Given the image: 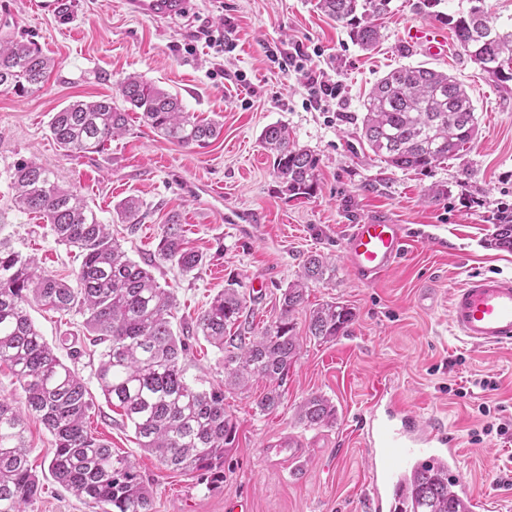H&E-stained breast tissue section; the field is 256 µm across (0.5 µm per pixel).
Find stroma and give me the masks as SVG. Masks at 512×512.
I'll list each match as a JSON object with an SVG mask.
<instances>
[{
  "label": "stroma",
  "instance_id": "obj_1",
  "mask_svg": "<svg viewBox=\"0 0 512 512\" xmlns=\"http://www.w3.org/2000/svg\"><path fill=\"white\" fill-rule=\"evenodd\" d=\"M69 2L62 18L42 15L33 0H0V37L34 41L55 63L39 92H0V246L36 259L59 279H73L77 261L55 242L49 224L14 206L13 167L34 160L79 187L130 258L151 265L159 283L173 289L176 333H185L233 278L248 297L249 321L261 328L313 252L332 265L323 282L311 284L308 306L336 301L355 314L349 334L331 342L307 339L305 316L297 314L304 342L274 411L255 406L264 381L246 393L226 391L224 406L237 435L224 454L220 483L170 470L142 451L130 422L98 388L97 357L80 358L76 369L92 400L87 426L113 454L134 463L153 491L155 512H227L234 504L243 512H361L367 467L356 421L383 385L423 419L442 421L458 439L464 475L478 490L491 491L499 512H512V485L501 483L512 477V443L493 435L472 440L498 417L512 419V347L474 348L448 322L449 293L469 276L512 277V251L490 244L498 210L512 209V92L492 83L456 43L446 55L433 56L411 42L410 29L437 25L414 11V0H393L383 39L370 52L321 14L316 0H190L182 16L161 21L128 14L120 0ZM203 28L231 32L235 50L217 56L196 45ZM273 47L303 54L306 67L338 83L336 99L311 107L304 80L269 60ZM400 65L448 73L476 108L478 135L470 147L428 171L388 167L361 138L366 94ZM133 72L179 94L187 111L218 121L220 136L203 149L180 147L133 112L126 133L102 154H66L49 131L54 113L76 100L115 96V80ZM275 123L319 158L314 197L291 200L281 193L259 142L262 129ZM433 185L447 188V199L425 200ZM127 197L138 198L145 213L132 233L112 219L114 205ZM232 211L235 223H225ZM173 214L190 247L206 257L188 275L155 259L160 228ZM379 217L403 225L408 242L392 272L364 284L345 262L342 239L348 225ZM427 291L433 304L423 308L417 299ZM29 312L68 361L58 343L82 335L83 316L36 304ZM185 368L192 386L224 383L222 355L204 339H193ZM483 378L495 389L474 386L458 396L467 381ZM312 394L335 405V423L309 428L299 422L297 407ZM482 403L490 415L481 414ZM27 427L29 461L44 485L30 512H103L52 479L54 439L37 416H28ZM289 438L305 444L300 460H288L281 448Z\"/></svg>",
  "mask_w": 512,
  "mask_h": 512
}]
</instances>
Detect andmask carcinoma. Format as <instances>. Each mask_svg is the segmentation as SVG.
Segmentation results:
<instances>
[{"instance_id":"cac0c4a2","label":"carcinoma","mask_w":512,"mask_h":512,"mask_svg":"<svg viewBox=\"0 0 512 512\" xmlns=\"http://www.w3.org/2000/svg\"><path fill=\"white\" fill-rule=\"evenodd\" d=\"M392 0H316V8L347 30L365 51L381 39L379 20L392 13ZM457 16L436 10L441 0H416L418 12L449 27L460 49L499 86L512 81V22H500L473 0ZM54 63L31 41L0 38V92L18 96L39 91ZM123 101L110 98L74 101L56 112L49 125L55 142L79 156L100 154L125 133L131 112L160 137L181 147L207 146L220 135L213 120L184 109L178 95L136 73L115 80ZM361 138L387 166L427 171L464 150L477 135L475 106L453 77L423 66L404 65L378 80L363 102ZM273 159V173L290 199H309L319 188V158L291 139L288 127L270 124L260 134ZM14 202L22 212L42 216L57 243L74 250L81 262L77 287L57 279L31 257L0 247V364L4 363L25 393V410L41 417L55 448L48 469L74 497L112 512H154V496L125 457L86 427L89 391L65 365L32 322L27 307L35 301L60 313L76 310L83 326L101 346L94 375L105 398L123 410L133 425L139 448L168 469L205 471L224 480V451L232 447L237 424L224 407V390H247L251 382H268L256 407L271 411L281 401L280 387L296 363L303 338L295 314L304 308L312 283L324 280L328 258L306 257L297 279L279 297L277 316L251 336L240 331L247 309L243 291L233 280L195 319V335L224 356V387L200 390L185 377L189 337L171 326L176 300L152 272L132 261L88 205L81 190L34 160L13 171ZM117 221L134 231L141 223V203L127 197L113 207ZM493 240L512 250V219L498 216ZM161 262L189 274L206 262L188 246L178 215L161 226L157 246ZM354 312L328 301L306 314L307 336L329 342L349 332ZM308 427L336 422V408L311 394L298 406ZM24 418L0 400V512H27L41 493L28 464ZM409 512H458L448 487V472L425 468L409 486Z\"/></svg>"}]
</instances>
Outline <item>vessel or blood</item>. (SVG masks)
<instances>
[{
    "instance_id": "vessel-or-blood-1",
    "label": "vessel or blood",
    "mask_w": 512,
    "mask_h": 512,
    "mask_svg": "<svg viewBox=\"0 0 512 512\" xmlns=\"http://www.w3.org/2000/svg\"><path fill=\"white\" fill-rule=\"evenodd\" d=\"M129 13L165 20L185 12L189 0H124ZM412 40L432 55L446 53L448 40L437 30L415 29ZM402 225L378 218L350 225L343 239L348 266L359 281L371 283L392 271L406 246ZM448 318L458 335L480 348L512 346V279L479 274L449 294ZM379 389L384 412L369 410L362 425L367 453L368 512H396L402 488L415 470L439 464L453 477L456 495L469 512H487L492 499L478 494L461 469L458 440L436 420H422Z\"/></svg>"
}]
</instances>
